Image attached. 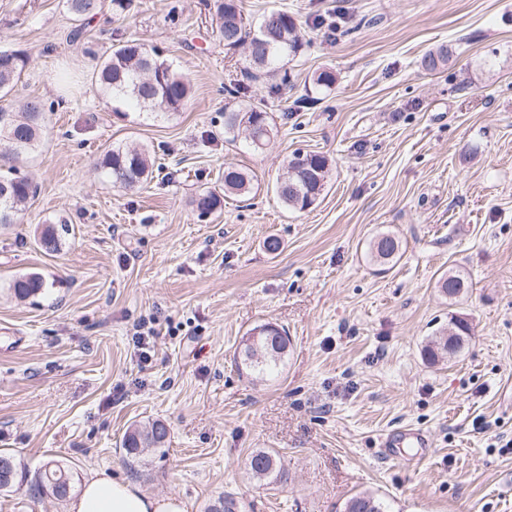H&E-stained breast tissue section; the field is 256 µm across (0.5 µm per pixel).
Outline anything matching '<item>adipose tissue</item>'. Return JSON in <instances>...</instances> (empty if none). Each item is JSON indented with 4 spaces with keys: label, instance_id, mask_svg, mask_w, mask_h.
<instances>
[{
    "label": "adipose tissue",
    "instance_id": "1",
    "mask_svg": "<svg viewBox=\"0 0 512 512\" xmlns=\"http://www.w3.org/2000/svg\"><path fill=\"white\" fill-rule=\"evenodd\" d=\"M69 512H187V505L177 496L149 495L136 483L99 471L71 500Z\"/></svg>",
    "mask_w": 512,
    "mask_h": 512
}]
</instances>
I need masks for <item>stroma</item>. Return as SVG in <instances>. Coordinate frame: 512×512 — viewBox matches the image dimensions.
I'll return each mask as SVG.
<instances>
[{"label":"stroma","instance_id":"stroma-1","mask_svg":"<svg viewBox=\"0 0 512 512\" xmlns=\"http://www.w3.org/2000/svg\"><path fill=\"white\" fill-rule=\"evenodd\" d=\"M213 3L104 0L75 40L62 0H0V47L33 59L7 102L53 107L17 163L28 210L0 226V450L24 474L0 512H67L33 489L52 460L75 484L103 470L189 512L225 494L240 512H341L360 491L388 512H512V0H241L247 21L283 9L298 23L305 46L277 89L225 55ZM131 38L189 78L175 115L106 106L94 66ZM441 47L448 62L422 70ZM322 69L336 75L325 93L311 84ZM239 106L272 117L262 149L225 134ZM119 143L158 165L136 188L98 166ZM297 153L331 161L303 212L274 191ZM228 166L254 174L252 193L198 218L192 199L223 194ZM63 221L45 252L42 229ZM384 231L402 242L391 267L367 253ZM449 271L472 283L455 302L436 286ZM28 273L44 289L22 301L11 282ZM455 315L473 336L430 362ZM143 322L156 330L144 350ZM265 322L291 344L257 381L235 354ZM156 420L165 447L127 456L128 429ZM403 428L427 436L424 456L384 455ZM258 449L283 458L271 483L246 469Z\"/></svg>","mask_w":512,"mask_h":512}]
</instances>
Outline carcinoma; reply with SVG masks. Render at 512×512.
<instances>
[{"label": "carcinoma", "instance_id": "obj_1", "mask_svg": "<svg viewBox=\"0 0 512 512\" xmlns=\"http://www.w3.org/2000/svg\"><path fill=\"white\" fill-rule=\"evenodd\" d=\"M64 7L75 22L72 35L80 37L85 21L102 8L101 0H63ZM216 33L224 43V50L236 52L245 48L244 72L253 78L284 70V61L296 57L303 50V42L292 15L284 10H273L263 16L254 27L248 26L238 0H216ZM448 51L441 48L426 53L421 67L434 71L447 62ZM30 64V56L22 50L0 49V99L10 95L23 70ZM95 85L112 110L132 106L155 116L169 117L180 111L190 95L188 78L172 64L160 58L152 46L138 40H127L112 48L102 58L92 74ZM46 106L39 99L26 101L19 111L0 109V145L8 155L18 159L34 149L43 132ZM249 127L242 128L243 118ZM245 133L251 147L261 148L271 132L269 113L256 107H239L224 113V132L234 137ZM100 165L112 184L133 188L147 180L153 172L154 160L144 147L114 146L104 154ZM329 173L328 159L320 154H296L286 161L284 172L276 180L275 190L287 208L304 210L320 198ZM252 176L242 169H224V193L236 196L247 194ZM33 194L32 183L12 172L0 173V224L15 223L17 215L26 207ZM221 205L220 196L206 192L194 199L198 216H208ZM67 226H48L41 232L40 245L47 252L57 251L61 233ZM369 255L380 266L396 263L401 258V243L394 235L383 232L370 244ZM440 291L455 300L471 287L468 278L450 272L438 281ZM11 288L20 299L39 295L44 282L37 273L21 275L12 281ZM473 328L463 317L453 316L448 328L426 346L430 359L453 358L464 348ZM289 338L286 330L260 324L242 338L238 359L256 377L264 379L279 372L288 357ZM165 425L156 420L145 428H133L123 441L127 453L137 456L143 448H160L167 441ZM246 468L253 478L264 481L282 474L283 461L279 453L256 450L246 460ZM73 485V475L65 466L55 463L37 473L35 487L51 489L53 483ZM207 512H239V503L231 495L216 499ZM343 512H387L382 500L369 493H358L348 498Z\"/></svg>", "mask_w": 512, "mask_h": 512}]
</instances>
